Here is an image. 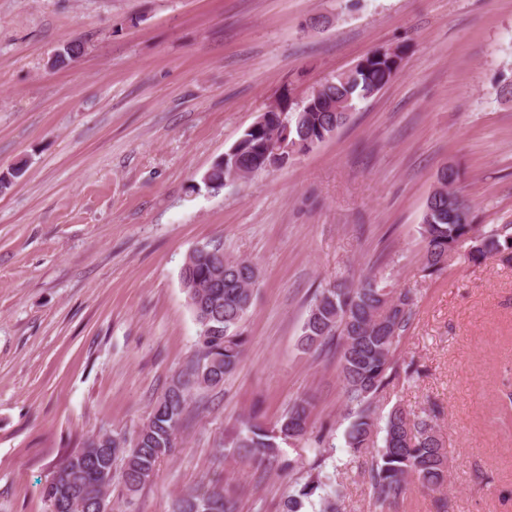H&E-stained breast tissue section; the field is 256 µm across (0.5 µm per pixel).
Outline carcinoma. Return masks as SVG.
<instances>
[{
	"mask_svg": "<svg viewBox=\"0 0 512 512\" xmlns=\"http://www.w3.org/2000/svg\"><path fill=\"white\" fill-rule=\"evenodd\" d=\"M83 45L68 43L57 52L56 67L65 68L81 56ZM398 74L389 65L368 60V67L353 75L338 72L322 84L320 100L299 107L287 96L285 113L268 112L264 121L250 125L239 139L207 170L203 181L213 192L231 179H247L257 172L283 167L297 154L306 153L342 127L357 103L379 93ZM26 172L20 161L0 175V193L7 192ZM460 170L443 166L436 174L440 189L429 194L420 235L424 243L421 272L432 277L448 269V253L464 252L476 266L496 256L512 263V223L492 226L475 223L470 200L463 194ZM250 260L224 254L219 245L194 249L181 269L185 289L199 331L195 353L187 366L185 383L170 381L152 404L149 416L132 438L106 432L86 435L79 443L87 464L120 462L121 481L128 494L139 492L153 477L158 462L174 453L176 436L195 393L221 385L237 370L247 336L243 323L252 305L256 282ZM417 298L409 291L387 288L385 278L373 273L356 284L328 283L315 294L301 325L300 346L318 351L334 343L337 368L349 419L343 439L353 453L374 449L368 464L371 499L376 507L402 497L411 483L426 492H441L448 485V450L436 422V408L421 415L396 405L380 417L376 400L395 383H405L419 373L414 362L398 363L396 351L410 329ZM308 401L294 402L271 428L247 421L224 438L223 447L239 456L279 460L294 469L293 460L281 459V448L307 439ZM77 450L67 454L55 469L56 493L82 509L97 512L100 484L75 470ZM327 457H317L304 482L288 494L282 512H304L318 497L320 512H341V495L328 490ZM171 512H238L237 501L223 488L192 490L177 497Z\"/></svg>",
	"mask_w": 512,
	"mask_h": 512,
	"instance_id": "obj_1",
	"label": "carcinoma"
}]
</instances>
